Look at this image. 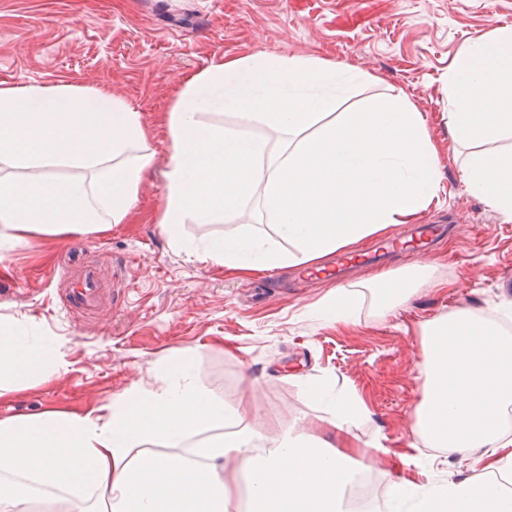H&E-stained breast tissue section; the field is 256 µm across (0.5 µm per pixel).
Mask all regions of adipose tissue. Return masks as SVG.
<instances>
[{
  "label": "adipose tissue",
  "instance_id": "1",
  "mask_svg": "<svg viewBox=\"0 0 512 512\" xmlns=\"http://www.w3.org/2000/svg\"><path fill=\"white\" fill-rule=\"evenodd\" d=\"M354 75L301 56L219 58L189 74L167 118V191L158 219L180 244L185 217L241 215L254 194L273 237L250 231L206 240L202 260L251 274L315 265L397 224L418 219L443 175L427 116L401 93L360 112L336 114V87ZM287 134L272 148L250 130L216 129L198 115L216 104ZM448 132L465 148L462 180L512 222V29L463 45L448 73ZM153 134L140 111L104 87L71 83L0 88V241L57 240L125 223L150 171ZM59 168L74 169L69 178ZM30 172L27 180L15 171ZM431 263L370 276L381 313L427 282ZM424 396L412 432L424 447L474 457L471 474L424 484L386 475L401 512H512V340L467 310L422 326ZM43 336L0 322V400L60 374ZM155 390L126 391L83 414L47 409L0 418V512H238L224 475L236 460L247 512H349V423L370 419L364 400L308 375L303 397L326 417L264 440L246 410L228 408L195 382L192 351L157 363Z\"/></svg>",
  "mask_w": 512,
  "mask_h": 512
}]
</instances>
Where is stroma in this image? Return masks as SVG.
I'll use <instances>...</instances> for the list:
<instances>
[{"instance_id":"stroma-1","label":"stroma","mask_w":512,"mask_h":512,"mask_svg":"<svg viewBox=\"0 0 512 512\" xmlns=\"http://www.w3.org/2000/svg\"><path fill=\"white\" fill-rule=\"evenodd\" d=\"M512 27V0H0V87L49 82L108 86L154 127V165L127 223L94 235L0 246V317L53 340L60 376L0 402V417L47 408L84 413L127 389H154L156 362L191 349L197 384L231 406L247 402L266 438L295 420L317 421L324 406L301 395L299 376L356 391L371 417L352 436L409 454L406 474L431 480L433 449L412 447V414L424 384L419 325L466 309L512 328L500 304L512 300V223L461 181L448 137V71L464 43ZM297 55L355 73L339 111L354 112L406 92L430 119L444 190L422 218L448 234L423 252L388 248L385 237L341 252L322 269L273 268L241 275L170 244L158 223L166 194V116L185 75L214 56ZM382 83L369 82V75ZM268 232L257 202L229 222L185 219L184 239L240 229ZM433 261L429 280L393 315L364 298L357 324L317 313L340 285ZM97 265L113 280L97 307L70 311L74 269ZM455 473L471 460L438 452Z\"/></svg>"}]
</instances>
